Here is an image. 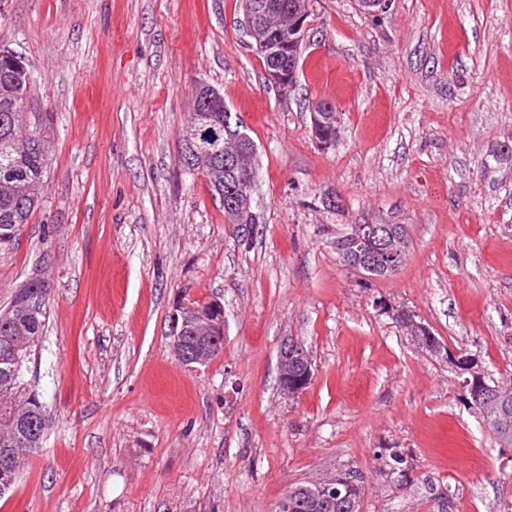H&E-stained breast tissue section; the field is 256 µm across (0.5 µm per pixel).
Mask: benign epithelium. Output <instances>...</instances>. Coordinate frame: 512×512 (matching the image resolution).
<instances>
[{"label":"benign epithelium","instance_id":"obj_1","mask_svg":"<svg viewBox=\"0 0 512 512\" xmlns=\"http://www.w3.org/2000/svg\"><path fill=\"white\" fill-rule=\"evenodd\" d=\"M307 5L290 4L286 0H244V23L251 47L259 54L280 62L288 61L285 67L273 66L266 70V79L279 92L286 95L296 86L297 67L295 60L306 31ZM334 111L330 103L320 104L312 110L314 131L328 125L329 113ZM190 142L196 144L203 157L211 155L224 159V180L229 186L225 197V208L231 214L238 211L239 198L235 186L244 183L243 174L250 170L245 162L249 152V141L244 128L234 131L220 127L211 119L198 118L192 126ZM223 308L214 305L209 311L194 303L182 304L173 314L171 333L173 351L186 366L204 365L224 351ZM192 331L194 341L183 342L185 330ZM280 389L293 396L304 390L312 377V358L306 346L295 338L285 340L278 355ZM468 400L479 404L484 397V374L472 372L465 380Z\"/></svg>","mask_w":512,"mask_h":512}]
</instances>
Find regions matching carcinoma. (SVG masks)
I'll return each instance as SVG.
<instances>
[{
    "label": "carcinoma",
    "instance_id": "1",
    "mask_svg": "<svg viewBox=\"0 0 512 512\" xmlns=\"http://www.w3.org/2000/svg\"><path fill=\"white\" fill-rule=\"evenodd\" d=\"M28 64L11 52L0 53V249L15 241L22 225L28 223L41 201L44 173L49 165V148L53 147L54 128L51 114L40 112L27 121L31 86L19 74ZM191 169L200 171L214 195L224 198V161H197ZM339 254L356 256L363 261L360 271L373 275L365 263L379 248L378 239L356 242L355 230L336 238ZM42 285L36 281L19 289L10 306L0 312V481L18 479L24 458L41 448L46 426L42 404L25 381L26 361L12 362L8 357L12 344H23L32 351L42 336L46 322ZM401 327L419 349L433 352L440 343L433 331L405 311ZM486 402L473 406L496 436L502 448H512V393L506 386L486 379ZM354 493L329 503L321 498L312 484H296L286 491L294 512H359L363 477L353 469L343 472Z\"/></svg>",
    "mask_w": 512,
    "mask_h": 512
}]
</instances>
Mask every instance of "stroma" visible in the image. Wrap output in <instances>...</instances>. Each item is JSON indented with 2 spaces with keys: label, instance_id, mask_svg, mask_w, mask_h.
<instances>
[{
  "label": "stroma",
  "instance_id": "obj_1",
  "mask_svg": "<svg viewBox=\"0 0 512 512\" xmlns=\"http://www.w3.org/2000/svg\"><path fill=\"white\" fill-rule=\"evenodd\" d=\"M242 19L238 0H0V50L55 128L41 205L0 250V309L47 290L26 378L48 420L0 512H275L344 469L360 512H504L512 452L467 406L466 370L393 315L512 382V0H310L285 97ZM200 82L257 147L246 231L182 164ZM319 100L339 129L325 149ZM354 224L406 226L396 273L342 264ZM187 300L224 308L223 353L193 367L170 336ZM290 337L313 359L293 398ZM403 315V323H397L405 329L406 335L410 337V340L415 346H417L422 351H426L435 355H439L433 351V347L436 344L442 346L443 350H447V347L439 340L437 336H435L433 331L427 325L421 321L416 320L415 314L409 311H403ZM304 363L302 376L294 377L288 373V364ZM280 389L293 396L304 390V386L312 377V358L306 346L295 338L286 339L280 346L278 355Z\"/></svg>",
  "mask_w": 512,
  "mask_h": 512
}]
</instances>
